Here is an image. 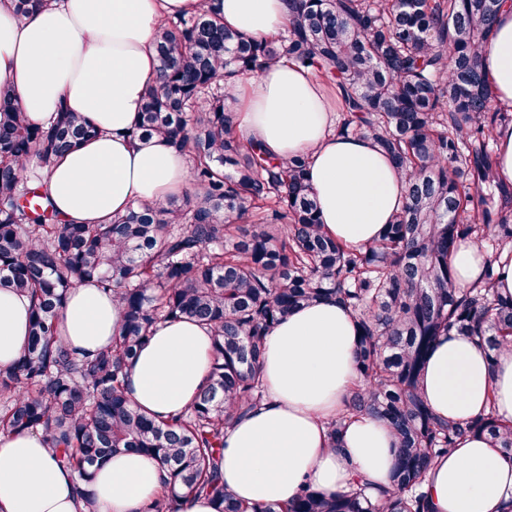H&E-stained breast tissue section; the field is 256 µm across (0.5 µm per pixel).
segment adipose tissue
<instances>
[{"instance_id": "obj_1", "label": "adipose tissue", "mask_w": 512, "mask_h": 512, "mask_svg": "<svg viewBox=\"0 0 512 512\" xmlns=\"http://www.w3.org/2000/svg\"><path fill=\"white\" fill-rule=\"evenodd\" d=\"M204 9L255 39L279 36L294 17L293 0H54L19 24L11 0H0V84L15 91L34 122H49L64 108L99 130L48 167L45 190L66 222L99 224L184 194L185 155L169 140L141 138L136 127L144 92L157 78V27ZM482 67L496 102L512 108V0L495 21ZM232 95L241 134L281 158L312 151L310 184L329 234L359 246L382 233L404 203L402 176L372 140L337 134L336 114L310 72L283 61L237 77ZM486 260L477 245L459 244L451 256L459 286L478 282ZM30 309L27 297L0 290V366L21 356ZM120 326L117 303L86 279L69 290L57 333L93 353ZM357 336L350 311L332 297L270 332L266 397L235 419L219 461L225 486L239 498L284 502L304 484L332 494L356 480L390 487L396 455L383 421L355 417L341 447L327 445L325 423L357 378ZM211 363L206 328L184 320L160 325L127 369L128 397L146 413L169 418L191 404ZM423 390L443 417L470 418L491 399L498 415L512 420V353L492 363L468 338L438 337L426 357ZM167 481L155 458L131 451L104 460L79 489L41 433L0 436V512H82L86 497L98 512H142ZM424 490L434 512H502L512 501V462L485 438L470 437L438 461Z\"/></svg>"}]
</instances>
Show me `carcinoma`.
<instances>
[{"label": "carcinoma", "mask_w": 512, "mask_h": 512, "mask_svg": "<svg viewBox=\"0 0 512 512\" xmlns=\"http://www.w3.org/2000/svg\"><path fill=\"white\" fill-rule=\"evenodd\" d=\"M49 0H14L22 20ZM503 0H295L284 35L257 40L204 11L155 33L158 78L137 133L172 141L193 170L190 190L102 224H64L29 185L40 167L97 130L60 109L32 122L0 85V288L31 301L28 343L0 368V434L40 432L77 483L106 457L135 450L170 480L144 512H181L184 494L218 512H432L421 487L431 466L483 435L512 461V421L494 403L469 419L434 413L421 392L425 356L440 336L475 340L490 360L512 347V300L496 292L512 255V186L496 179L494 141L512 113L482 69ZM314 72L341 112L338 131L372 139L400 169L405 205L381 237L359 247L327 235L307 173L245 140L226 104L242 74L280 60ZM461 242L488 252L482 278L459 287L450 254ZM94 278L120 306L112 344L82 353L56 335L73 284ZM327 295L356 318L359 380L328 426L330 447L359 414L391 428L392 486L372 495L355 481L325 494L308 485L285 503L248 504L224 488L218 461L235 417L263 399L269 331ZM213 336L208 384L185 411L157 421L126 393V369L166 321Z\"/></svg>", "instance_id": "carcinoma-1"}]
</instances>
